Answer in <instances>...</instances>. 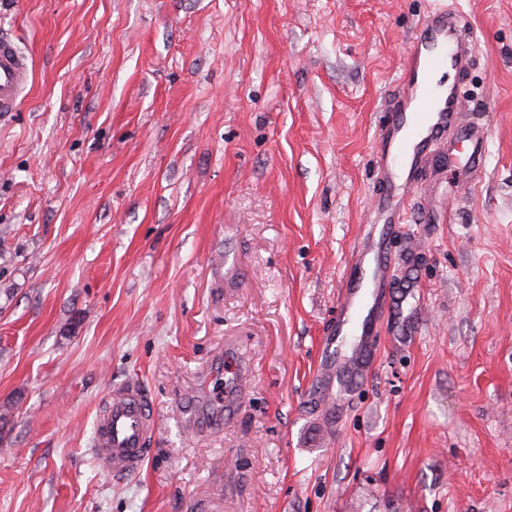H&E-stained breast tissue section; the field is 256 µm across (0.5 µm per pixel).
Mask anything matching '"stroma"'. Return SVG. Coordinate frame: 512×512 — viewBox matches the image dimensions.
Returning <instances> with one entry per match:
<instances>
[{"label":"stroma","instance_id":"1","mask_svg":"<svg viewBox=\"0 0 512 512\" xmlns=\"http://www.w3.org/2000/svg\"><path fill=\"white\" fill-rule=\"evenodd\" d=\"M474 30L457 132L388 244L349 408L314 389L383 192L378 114L428 11ZM0 512H512V0H0ZM250 378L224 409L234 362ZM145 388L135 475L92 454ZM28 58L7 36H0V112H14L30 89ZM155 431L150 401L143 387L127 382L117 389L97 415L94 453L114 479L142 468Z\"/></svg>","mask_w":512,"mask_h":512}]
</instances>
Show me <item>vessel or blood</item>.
I'll list each match as a JSON object with an SVG mask.
<instances>
[{
	"instance_id": "b4317fda",
	"label": "vessel or blood",
	"mask_w": 512,
	"mask_h": 512,
	"mask_svg": "<svg viewBox=\"0 0 512 512\" xmlns=\"http://www.w3.org/2000/svg\"><path fill=\"white\" fill-rule=\"evenodd\" d=\"M472 51L469 32L447 9L430 11L402 55L397 93L375 148L388 192L378 197L376 225L346 265L343 290L336 303L334 329L321 342L317 377L321 396L330 404L348 398L373 364L375 339L388 308L391 276L389 239L407 221V191L416 171L451 130L461 124V94L448 86L438 94L432 76L462 68ZM28 58L6 36H0V112L15 111L30 89ZM155 431L150 401L143 387L125 383L97 415L94 453L115 479L137 473L149 453Z\"/></svg>"
}]
</instances>
